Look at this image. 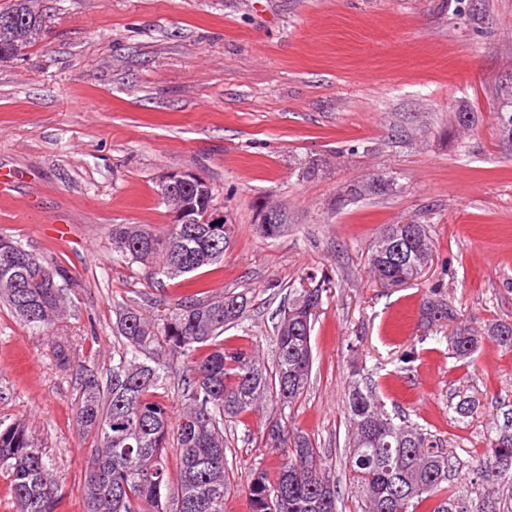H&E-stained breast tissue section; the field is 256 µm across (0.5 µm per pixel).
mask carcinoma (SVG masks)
<instances>
[{
	"mask_svg": "<svg viewBox=\"0 0 512 512\" xmlns=\"http://www.w3.org/2000/svg\"><path fill=\"white\" fill-rule=\"evenodd\" d=\"M47 16L37 0H13L0 10V62L19 57L41 41ZM500 139L512 144V109L498 113ZM381 175L354 183L341 195L353 201L391 191ZM174 193L208 199L210 185L190 175ZM287 227L283 214L257 225L267 239ZM408 237L398 224H386L368 250V266L384 281L408 276L382 249L397 233L414 266L431 257L433 243L424 224ZM228 224H170L159 236L139 224L112 225L114 252L143 265L156 282L192 274L214 264L230 245ZM74 278L63 266L45 264L36 254L0 235V300L17 319L45 329L72 304ZM322 290L293 293L274 330L275 359L263 363L243 347L215 340L236 325L249 305L245 292L209 297L196 292L158 320L133 306L117 322L118 349L105 375L87 369L81 377V401L75 418L92 438L93 450L82 487L84 512H224L231 476L224 451V421L242 422L249 413L272 407L260 431L263 447L282 457L274 475L253 474L249 512H337L336 476L322 449L292 426L291 410L309 387L312 324L301 311L321 306ZM457 313L439 288L421 310L429 331L453 323ZM489 338L512 349V323L496 321L481 331L460 324L445 337L460 361L471 362ZM190 362L173 370L169 360ZM181 382L182 412L171 425L160 390L168 380ZM351 435L346 466L362 512H512V415L495 425L494 446L463 461L437 448L428 433L390 414L367 379L351 382L346 400ZM0 471L9 478L16 512H54L59 476L52 459L35 442L29 423L0 420Z\"/></svg>",
	"mask_w": 512,
	"mask_h": 512,
	"instance_id": "obj_1",
	"label": "carcinoma"
}]
</instances>
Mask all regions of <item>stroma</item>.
I'll return each instance as SVG.
<instances>
[{
  "label": "stroma",
  "instance_id": "stroma-1",
  "mask_svg": "<svg viewBox=\"0 0 512 512\" xmlns=\"http://www.w3.org/2000/svg\"><path fill=\"white\" fill-rule=\"evenodd\" d=\"M42 40L0 63V234L77 282L73 307L34 330L0 305V419L22 418L60 476L55 512H84L91 439L74 411L80 370L104 372L119 312L162 315L196 290L247 292L228 346L273 361L290 290L322 288L310 387L292 414L339 481L338 512H360L345 467V390L354 368L391 412L464 460L487 451L512 411V350L485 341L472 365L419 326L440 287L463 324L512 323V148L501 92L512 87V0H41ZM469 113L459 125L457 113ZM207 181L235 231L223 260L188 279L148 280L112 251L116 224L171 222L157 186ZM382 175L392 190L340 201ZM288 229L263 238V206ZM426 225L433 257L385 288L367 252L386 224ZM472 396L462 419L449 407ZM264 419L225 423L234 488L249 512L255 470H275Z\"/></svg>",
  "mask_w": 512,
  "mask_h": 512
}]
</instances>
